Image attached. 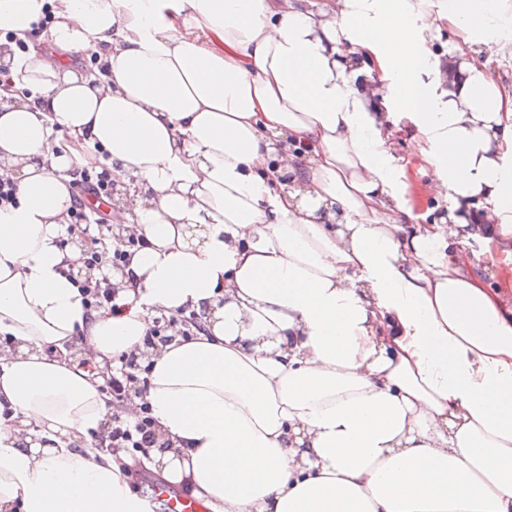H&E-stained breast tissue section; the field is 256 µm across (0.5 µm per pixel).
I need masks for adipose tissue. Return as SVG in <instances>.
Here are the masks:
<instances>
[{"label":"adipose tissue","instance_id":"obj_1","mask_svg":"<svg viewBox=\"0 0 512 512\" xmlns=\"http://www.w3.org/2000/svg\"><path fill=\"white\" fill-rule=\"evenodd\" d=\"M0 31V512H146L97 446L132 354L152 463L222 512H512V267L467 247L512 258V87L476 55L512 59V0H0ZM101 164L145 244L92 313L67 225ZM160 311L204 330L148 346Z\"/></svg>","mask_w":512,"mask_h":512}]
</instances>
